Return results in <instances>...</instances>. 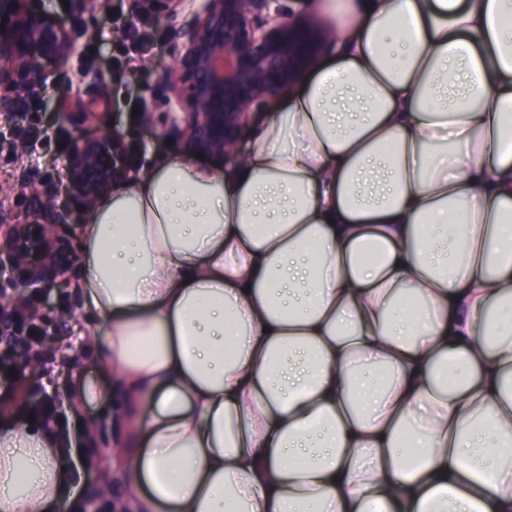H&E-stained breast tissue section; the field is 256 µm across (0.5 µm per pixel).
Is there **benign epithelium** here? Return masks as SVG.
<instances>
[{"label": "benign epithelium", "mask_w": 512, "mask_h": 512, "mask_svg": "<svg viewBox=\"0 0 512 512\" xmlns=\"http://www.w3.org/2000/svg\"><path fill=\"white\" fill-rule=\"evenodd\" d=\"M175 32L176 65L164 73L175 116L171 131H186L199 152L224 160L239 149L245 117L295 87L324 51V29L282 0H191ZM80 47L72 30L45 13L41 0H0V112L55 81ZM123 138L104 132L71 142L64 172L45 192L29 196L31 224L0 235V266L17 273L24 292L48 297L61 287V270L77 260L60 237L67 224L64 198L91 204L125 170ZM94 489L85 512H107Z\"/></svg>", "instance_id": "7a95c632"}]
</instances>
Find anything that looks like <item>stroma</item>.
<instances>
[{"mask_svg": "<svg viewBox=\"0 0 512 512\" xmlns=\"http://www.w3.org/2000/svg\"><path fill=\"white\" fill-rule=\"evenodd\" d=\"M41 5L72 29L80 52L70 60L57 83L47 84L37 95L24 97L12 116L0 114V217L11 224L30 220L26 192L18 188V181L31 173L36 184L47 185L64 171L67 159L58 153V140H70L79 135L94 137L105 130L117 132L126 145L137 147L135 165L139 168L154 157L191 148L187 135L169 138L162 134L168 124L167 93L162 77L174 62V35L163 7L152 11L154 25L150 36L154 48L132 72L121 63L125 36L104 27L113 0H98L96 12L81 15L63 5L62 0H42ZM132 86L139 87L145 96L152 122L132 114L128 97ZM32 112L45 115L40 141L33 148L21 145L10 149L5 134L9 133L11 125L24 123L26 114ZM68 276L71 287L54 293L52 300L57 330L68 337L71 347L64 355H41L29 362L33 372L56 378L62 394L66 393L70 376L75 372L102 386L112 382L110 371L96 351L81 339L86 328L81 265H74Z\"/></svg>", "mask_w": 512, "mask_h": 512, "instance_id": "35a3bbf8", "label": "stroma"}]
</instances>
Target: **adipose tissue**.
<instances>
[{
    "label": "adipose tissue",
    "instance_id": "ef3b65f1",
    "mask_svg": "<svg viewBox=\"0 0 512 512\" xmlns=\"http://www.w3.org/2000/svg\"><path fill=\"white\" fill-rule=\"evenodd\" d=\"M334 50L238 158L81 220L125 512H512V0H320ZM421 306L403 308V295ZM0 421V512H70Z\"/></svg>",
    "mask_w": 512,
    "mask_h": 512
}]
</instances>
